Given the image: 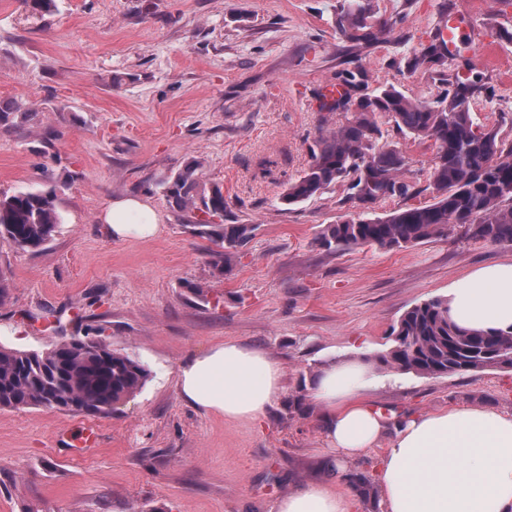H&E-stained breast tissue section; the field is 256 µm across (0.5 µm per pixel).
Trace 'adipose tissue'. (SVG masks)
Segmentation results:
<instances>
[{"instance_id":"1","label":"adipose tissue","mask_w":512,"mask_h":512,"mask_svg":"<svg viewBox=\"0 0 512 512\" xmlns=\"http://www.w3.org/2000/svg\"><path fill=\"white\" fill-rule=\"evenodd\" d=\"M112 237L149 238L158 226L150 208L134 196L112 200L102 215ZM448 315L466 329H512V261L480 266L454 281ZM372 363L352 360L327 367L312 397L326 451L347 470L384 435L392 440L377 482L384 512H512V414L458 407L412 414L389 425L364 401ZM278 360L260 348L229 339L186 356L176 371L180 398L227 419H256L282 390ZM352 494L311 482L281 498L277 512H356Z\"/></svg>"}]
</instances>
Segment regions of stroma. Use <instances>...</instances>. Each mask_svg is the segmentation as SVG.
<instances>
[{
    "mask_svg": "<svg viewBox=\"0 0 512 512\" xmlns=\"http://www.w3.org/2000/svg\"><path fill=\"white\" fill-rule=\"evenodd\" d=\"M343 0H58L30 14L0 0V99L36 107L33 122L0 125V193L55 189L63 222L44 248L0 242V344L42 350L102 334L142 362L145 386L112 413L0 409V512H275L309 482L349 491L324 451L311 387L322 369L385 350L414 304L444 297L470 270L512 260V245L448 236L399 249L335 254L316 239L349 209L342 185L287 208L278 197L306 170L324 85L363 67L371 87L395 84L433 100L439 83L408 61L445 15L487 42L449 57L475 80L474 122L512 141V0H374L393 30L357 46L336 30ZM412 196L381 216L431 204L434 149L394 133ZM202 190L221 187L228 217L256 230L231 272L210 263L165 194L191 161ZM137 196L159 230L116 239L102 221L112 199ZM235 339L283 368V392L260 419L227 420L185 405L175 373L190 353ZM303 396L305 408L288 402ZM368 403L385 417L480 407L512 413V370L419 377L374 375ZM88 423L100 448L75 456Z\"/></svg>",
    "mask_w": 512,
    "mask_h": 512,
    "instance_id": "obj_1",
    "label": "stroma"
}]
</instances>
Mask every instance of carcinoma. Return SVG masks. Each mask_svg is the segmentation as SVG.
<instances>
[{
	"label": "carcinoma",
	"mask_w": 512,
	"mask_h": 512,
	"mask_svg": "<svg viewBox=\"0 0 512 512\" xmlns=\"http://www.w3.org/2000/svg\"><path fill=\"white\" fill-rule=\"evenodd\" d=\"M32 14L57 9L56 0H22ZM336 25L353 43L377 42L393 23L375 17L373 0H349ZM448 50L433 40L413 59L414 68L440 76L442 88L431 101H414L394 84L369 90L362 68L336 73L338 98L322 108L349 114L346 123L323 130L311 150V163L281 193L280 203L293 206L336 183L346 184L343 203L369 208L392 197H407L413 186L404 179L406 157L385 142L389 124L420 142L430 141L435 153L429 205L398 209L385 217L358 216L329 224L318 246L337 252L356 246L394 249L448 236L462 227L473 239L512 244V143L499 131L474 123L471 101L476 82L446 78ZM36 111L13 100H0V123L24 125ZM178 208L197 212L192 229L211 241V264L222 274L251 237L252 224L225 223L221 189L200 190L199 164L181 168L166 188ZM55 190L0 194V241L22 250H38L61 224ZM393 345L365 356L379 369L425 377L512 369V331L461 329L448 318L444 299L436 297L408 308L392 328ZM149 370L138 360L99 339L73 338L55 350L21 351L0 345V409L54 407L73 413L106 415L120 401L141 390ZM348 479L363 498L375 486L363 473Z\"/></svg>",
	"instance_id": "carcinoma-1"
}]
</instances>
